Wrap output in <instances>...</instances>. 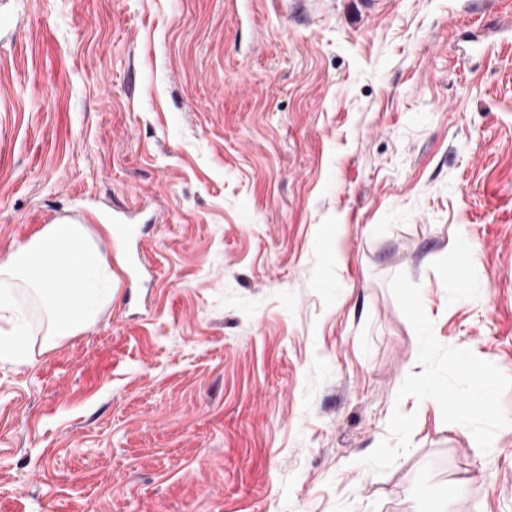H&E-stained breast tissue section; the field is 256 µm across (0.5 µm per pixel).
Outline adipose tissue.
<instances>
[{"instance_id": "adipose-tissue-1", "label": "adipose tissue", "mask_w": 512, "mask_h": 512, "mask_svg": "<svg viewBox=\"0 0 512 512\" xmlns=\"http://www.w3.org/2000/svg\"><path fill=\"white\" fill-rule=\"evenodd\" d=\"M119 277L81 224H49L0 258V354L22 353L26 330L17 308L25 296L42 322L45 343L93 325L112 302Z\"/></svg>"}]
</instances>
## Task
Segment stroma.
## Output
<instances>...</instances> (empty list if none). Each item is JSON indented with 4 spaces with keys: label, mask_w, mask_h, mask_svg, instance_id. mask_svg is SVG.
I'll list each match as a JSON object with an SVG mask.
<instances>
[{
    "label": "stroma",
    "mask_w": 512,
    "mask_h": 512,
    "mask_svg": "<svg viewBox=\"0 0 512 512\" xmlns=\"http://www.w3.org/2000/svg\"><path fill=\"white\" fill-rule=\"evenodd\" d=\"M509 16L0 0V256L122 210L157 271L50 346L28 313L26 358H0V512H512V388L486 452L399 397L422 367L388 286L512 377ZM396 408L412 446L377 474Z\"/></svg>",
    "instance_id": "1"
}]
</instances>
